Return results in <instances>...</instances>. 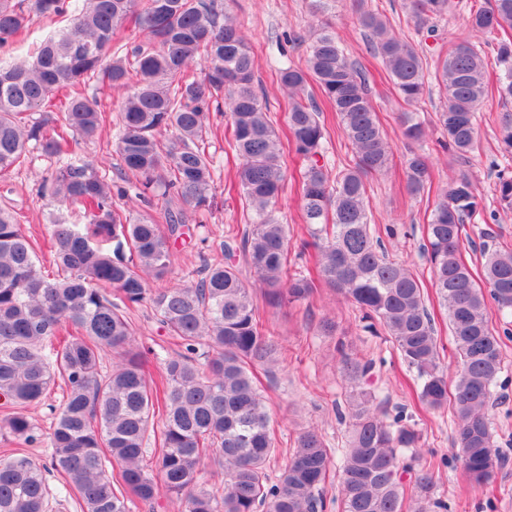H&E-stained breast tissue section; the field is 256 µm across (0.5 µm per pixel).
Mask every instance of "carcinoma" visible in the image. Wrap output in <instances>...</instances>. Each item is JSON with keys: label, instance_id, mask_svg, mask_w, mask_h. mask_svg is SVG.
<instances>
[{"label": "carcinoma", "instance_id": "1", "mask_svg": "<svg viewBox=\"0 0 512 512\" xmlns=\"http://www.w3.org/2000/svg\"><path fill=\"white\" fill-rule=\"evenodd\" d=\"M407 5L417 31L429 38L456 7L455 0ZM352 6L370 50L412 108L400 119L407 142L418 144L426 136L415 113L426 86L424 51L395 35L369 0ZM38 18L68 23L31 58L0 59V177L24 166L32 148L55 159L43 180L54 207L52 270L37 264L31 237L1 206L0 428L20 444H46L51 467L23 454L1 455L0 512H53L63 493L76 496L82 512H129L131 499L151 505L162 493L182 512H327L335 454L341 512L446 508L434 496V462L414 454L421 432L413 416L403 407L390 413L374 388V364L342 347L340 369L350 386L337 410L348 425L344 446L335 450L306 429L292 446L279 447L257 372L274 374L281 347L263 313L305 304L322 287L362 313L366 332L392 341L415 372L418 401L450 410L466 476L477 485L491 480L505 452L489 414L503 356L488 301L512 312V249L483 245V283L477 282L463 235L480 203L467 173L448 178L422 249L438 306L448 314L456 356L450 377L423 283L384 254L370 227L366 179L389 169L392 146L372 102L369 71L339 46L330 24L310 35L305 67L278 68L287 95L281 134L258 89L252 48L220 0H0V48L26 39ZM130 24L145 42L128 45ZM466 27L468 37L432 47L443 98L437 122L463 166L476 147V112L489 94L488 63L475 39L492 37L496 91L512 101V0L470 5ZM92 80L125 91L117 112L87 92ZM325 106L353 149L352 163L334 176L323 163ZM213 110L229 112L227 144L238 161L235 188L248 224L229 230L224 262L203 263L189 284L153 290L150 283L170 273L173 246L193 238L189 215L201 224L213 206ZM110 119L118 127L122 185L103 161L70 150ZM498 136L511 152V113L500 118ZM290 152L306 162L297 177L288 172ZM404 168L410 195L431 187L426 154L409 149ZM288 181L309 235L301 247L314 250L311 271L294 268L288 225L276 216ZM131 188L148 213L133 217L118 204ZM495 196L512 210L507 165L498 171ZM143 304L175 346L156 376L146 370L153 350L139 341L129 316ZM106 353L109 371L101 366ZM58 380L65 386L61 403L50 431L40 433L28 410ZM151 442L158 444L153 464L145 458ZM278 457L285 464L273 482L268 468ZM207 461L224 475L220 491L200 483ZM51 468L62 478L56 492L47 482Z\"/></svg>", "mask_w": 512, "mask_h": 512}]
</instances>
